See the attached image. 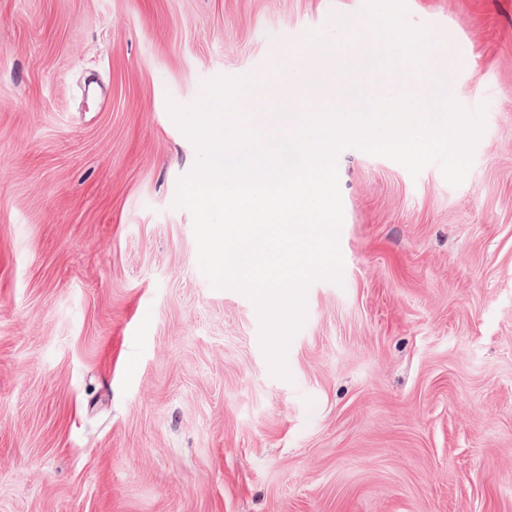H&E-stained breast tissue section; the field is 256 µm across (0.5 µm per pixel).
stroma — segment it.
Segmentation results:
<instances>
[{"mask_svg":"<svg viewBox=\"0 0 512 512\" xmlns=\"http://www.w3.org/2000/svg\"><path fill=\"white\" fill-rule=\"evenodd\" d=\"M405 4L485 128L457 187L339 153L286 380L199 269L170 107L365 0H0V512H512V0Z\"/></svg>","mask_w":512,"mask_h":512,"instance_id":"1","label":"stroma"}]
</instances>
